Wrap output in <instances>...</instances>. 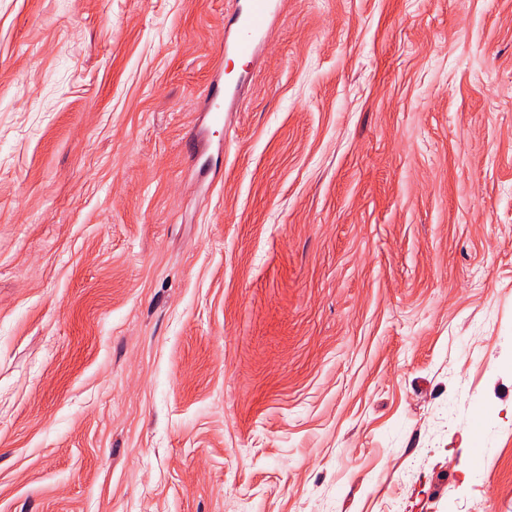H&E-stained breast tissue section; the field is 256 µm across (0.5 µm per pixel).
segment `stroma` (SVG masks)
Wrapping results in <instances>:
<instances>
[{"label": "stroma", "instance_id": "stroma-1", "mask_svg": "<svg viewBox=\"0 0 512 512\" xmlns=\"http://www.w3.org/2000/svg\"><path fill=\"white\" fill-rule=\"evenodd\" d=\"M238 6L0 0V512H512V0ZM278 6L275 0H245L230 21L233 33L224 39L225 53L253 58Z\"/></svg>", "mask_w": 512, "mask_h": 512}]
</instances>
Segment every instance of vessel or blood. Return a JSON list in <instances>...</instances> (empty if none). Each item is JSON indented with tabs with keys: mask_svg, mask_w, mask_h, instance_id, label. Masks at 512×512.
<instances>
[{
	"mask_svg": "<svg viewBox=\"0 0 512 512\" xmlns=\"http://www.w3.org/2000/svg\"><path fill=\"white\" fill-rule=\"evenodd\" d=\"M277 9V0H244L230 21L233 33L224 40L225 53L253 58Z\"/></svg>",
	"mask_w": 512,
	"mask_h": 512,
	"instance_id": "1",
	"label": "vessel or blood"
}]
</instances>
